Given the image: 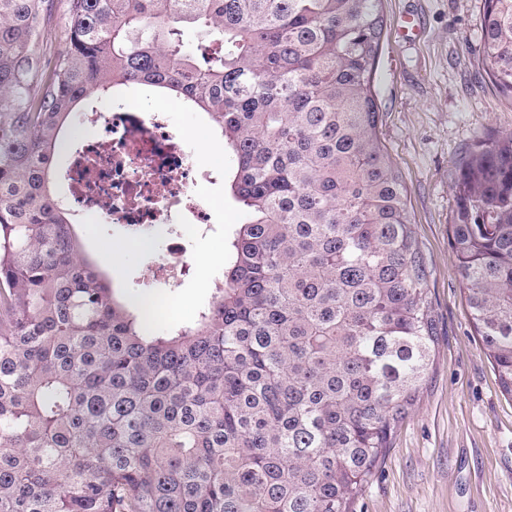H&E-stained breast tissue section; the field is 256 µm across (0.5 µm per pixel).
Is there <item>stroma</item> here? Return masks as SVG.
I'll use <instances>...</instances> for the list:
<instances>
[{"label": "stroma", "instance_id": "35a3bbf8", "mask_svg": "<svg viewBox=\"0 0 512 512\" xmlns=\"http://www.w3.org/2000/svg\"><path fill=\"white\" fill-rule=\"evenodd\" d=\"M481 0H383L385 21L374 88L379 135L402 175L413 230L429 272L437 343L417 410L399 427L392 448L355 503V512H512V397L502 393L472 323L467 291L455 270L450 226L456 211V165L481 140L512 131V105L490 83L481 55ZM421 32L399 34L402 18ZM68 0H53L40 40L42 62L66 51ZM171 124L197 151L210 178L198 193L214 204L213 228L190 238L189 269L178 282L141 283L145 269L169 243L166 225L152 230L154 247L129 252L108 275L133 306L166 298L170 308L155 330L194 322L224 272L200 258L223 250L245 215L224 191L229 158L214 160L198 137L213 133L207 116L171 107ZM88 256L128 242L122 225L75 215Z\"/></svg>", "mask_w": 512, "mask_h": 512}]
</instances>
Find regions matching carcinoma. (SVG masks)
<instances>
[{"instance_id": "1", "label": "carcinoma", "mask_w": 512, "mask_h": 512, "mask_svg": "<svg viewBox=\"0 0 512 512\" xmlns=\"http://www.w3.org/2000/svg\"><path fill=\"white\" fill-rule=\"evenodd\" d=\"M0 0V512H354L415 408L428 271L379 137L381 0ZM218 51L199 66L181 27ZM512 100V0H482ZM166 89L220 130L247 222L192 324L120 302L51 191L60 135L109 86ZM455 266L512 397V132L455 178ZM68 16V0H53L51 23L40 40L41 66H45L47 73L48 62L67 50ZM181 39L184 49L200 60L198 49L209 45H215L212 37L202 28L197 26H184L181 31Z\"/></svg>"}]
</instances>
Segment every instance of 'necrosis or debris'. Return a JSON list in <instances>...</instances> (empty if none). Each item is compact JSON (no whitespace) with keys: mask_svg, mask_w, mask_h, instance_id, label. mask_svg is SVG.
<instances>
[{"mask_svg":"<svg viewBox=\"0 0 512 512\" xmlns=\"http://www.w3.org/2000/svg\"><path fill=\"white\" fill-rule=\"evenodd\" d=\"M103 138L89 140L69 169V189L81 210L111 217L138 231L168 225L171 243L147 270L150 281L183 276L188 262L185 226L205 233L212 225L208 206L197 193L203 176L185 137L171 126L166 111H141L136 100L110 112L89 113Z\"/></svg>","mask_w":512,"mask_h":512,"instance_id":"necrosis-or-debris-1","label":"necrosis or debris"}]
</instances>
